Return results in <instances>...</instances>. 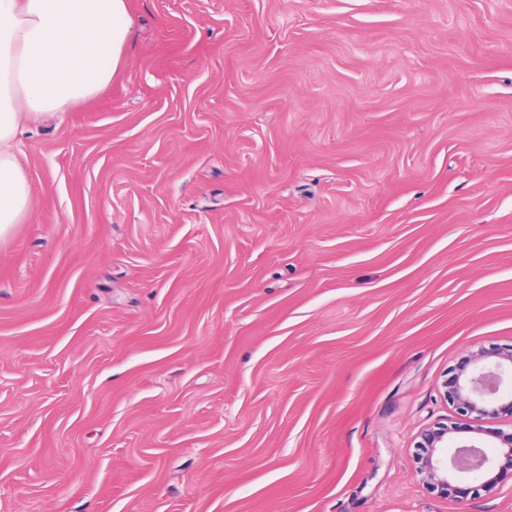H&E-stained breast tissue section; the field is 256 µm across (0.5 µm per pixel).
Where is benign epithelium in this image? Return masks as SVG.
<instances>
[{
	"mask_svg": "<svg viewBox=\"0 0 512 512\" xmlns=\"http://www.w3.org/2000/svg\"><path fill=\"white\" fill-rule=\"evenodd\" d=\"M512 367V348L481 350L461 364L458 372L444 383L445 397L457 414L478 422H491L501 417L512 418V394L498 395V376L495 370L504 365ZM456 427L430 428L421 434L418 447L423 452L415 455V474L433 490L442 495L455 494L464 499L471 488L457 484L464 475L481 480L480 487L495 489L506 477L512 476V432L505 433L481 425L470 427L476 434H490L495 439V450L479 438L450 444V434Z\"/></svg>",
	"mask_w": 512,
	"mask_h": 512,
	"instance_id": "1",
	"label": "benign epithelium"
}]
</instances>
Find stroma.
<instances>
[{"instance_id":"stroma-1","label":"stroma","mask_w":512,"mask_h":512,"mask_svg":"<svg viewBox=\"0 0 512 512\" xmlns=\"http://www.w3.org/2000/svg\"><path fill=\"white\" fill-rule=\"evenodd\" d=\"M0 239V512H512L417 477L512 345V0H126ZM495 358L494 367L509 364L512 370V348L484 351L471 354L461 364L458 372L445 381V397L457 410V414L475 421L493 422L509 416L512 419V394L499 396L498 376L488 364ZM497 405L490 407V404Z\"/></svg>"}]
</instances>
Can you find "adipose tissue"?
Wrapping results in <instances>:
<instances>
[{
    "label": "adipose tissue",
    "mask_w": 512,
    "mask_h": 512,
    "mask_svg": "<svg viewBox=\"0 0 512 512\" xmlns=\"http://www.w3.org/2000/svg\"><path fill=\"white\" fill-rule=\"evenodd\" d=\"M126 0H0V238L27 217L22 122L95 98L125 63Z\"/></svg>",
    "instance_id": "obj_1"
}]
</instances>
